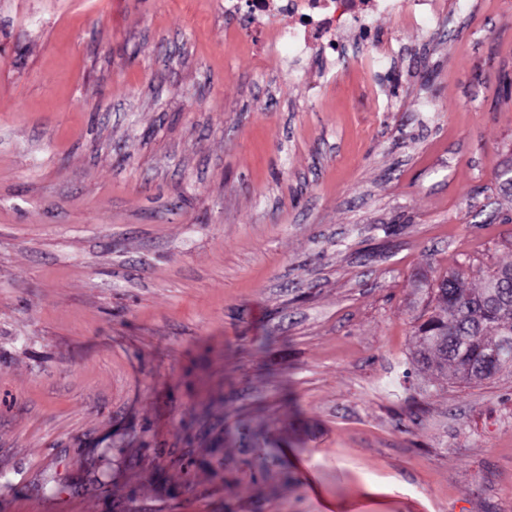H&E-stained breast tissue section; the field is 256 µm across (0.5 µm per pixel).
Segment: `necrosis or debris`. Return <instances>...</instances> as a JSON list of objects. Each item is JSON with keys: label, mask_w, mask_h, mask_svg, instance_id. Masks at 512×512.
<instances>
[{"label": "necrosis or debris", "mask_w": 512, "mask_h": 512, "mask_svg": "<svg viewBox=\"0 0 512 512\" xmlns=\"http://www.w3.org/2000/svg\"><path fill=\"white\" fill-rule=\"evenodd\" d=\"M247 8L262 24L260 42L287 48L295 57L314 47L336 54L340 34L374 29L387 14L423 28L439 15L438 0H247Z\"/></svg>", "instance_id": "1"}]
</instances>
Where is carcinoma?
I'll return each instance as SVG.
<instances>
[{"instance_id":"obj_1","label":"carcinoma","mask_w":512,"mask_h":512,"mask_svg":"<svg viewBox=\"0 0 512 512\" xmlns=\"http://www.w3.org/2000/svg\"><path fill=\"white\" fill-rule=\"evenodd\" d=\"M496 277L512 279V263L488 272L477 289L464 287L459 273L439 277L416 326L417 364L437 372L451 366L465 382L512 368V352L490 357L494 348L512 339V292L488 299L489 283Z\"/></svg>"}]
</instances>
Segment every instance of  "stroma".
Segmentation results:
<instances>
[{
  "label": "stroma",
  "instance_id": "obj_1",
  "mask_svg": "<svg viewBox=\"0 0 512 512\" xmlns=\"http://www.w3.org/2000/svg\"><path fill=\"white\" fill-rule=\"evenodd\" d=\"M229 4L0 0V512H512V373L411 362L512 261V0ZM438 0H247L249 14L262 23L259 42L280 46L292 57L318 47L339 53L340 34L356 26L373 30L380 18L393 14L397 20L427 28L438 18ZM304 17H309L305 21Z\"/></svg>",
  "mask_w": 512,
  "mask_h": 512
}]
</instances>
